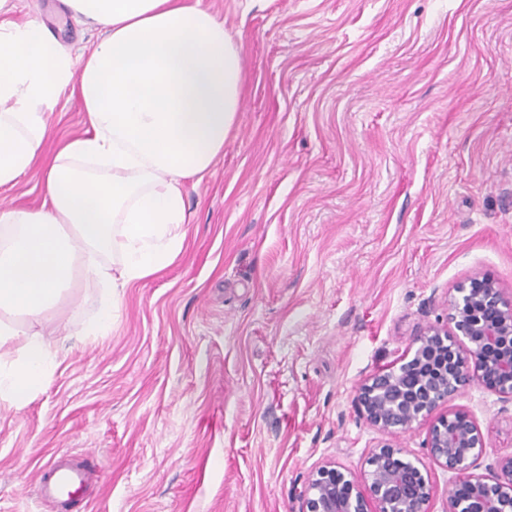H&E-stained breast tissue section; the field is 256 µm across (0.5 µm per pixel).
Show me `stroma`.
I'll return each instance as SVG.
<instances>
[{"label": "stroma", "instance_id": "1", "mask_svg": "<svg viewBox=\"0 0 512 512\" xmlns=\"http://www.w3.org/2000/svg\"><path fill=\"white\" fill-rule=\"evenodd\" d=\"M14 20L66 47L94 31L61 0H13ZM238 46L235 128L186 180L179 261L124 290L104 336L99 290L76 280L33 325L58 355L45 387L0 401V512H298L321 465L367 470L382 434L356 390L445 321L456 284L512 291V0H202ZM78 96L47 151L81 134ZM455 403L512 453V399ZM425 460L446 512L454 473ZM93 471L84 495L43 500L38 468Z\"/></svg>", "mask_w": 512, "mask_h": 512}]
</instances>
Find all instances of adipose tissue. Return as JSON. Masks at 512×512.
Wrapping results in <instances>:
<instances>
[{
    "label": "adipose tissue",
    "instance_id": "ef3b65f1",
    "mask_svg": "<svg viewBox=\"0 0 512 512\" xmlns=\"http://www.w3.org/2000/svg\"><path fill=\"white\" fill-rule=\"evenodd\" d=\"M98 41L72 53L0 0V192L45 162L44 202L0 209V400L25 402L57 365L24 323L75 275L101 286L90 336L105 335L125 288L185 249L184 182L224 150L243 69L224 23L196 0H63ZM77 92L85 131L44 158L50 117ZM111 262H104V255ZM17 356L5 354L16 338Z\"/></svg>",
    "mask_w": 512,
    "mask_h": 512
}]
</instances>
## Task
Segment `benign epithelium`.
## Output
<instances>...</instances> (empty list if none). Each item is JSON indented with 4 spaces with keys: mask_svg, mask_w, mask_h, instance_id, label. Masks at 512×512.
<instances>
[{
    "mask_svg": "<svg viewBox=\"0 0 512 512\" xmlns=\"http://www.w3.org/2000/svg\"><path fill=\"white\" fill-rule=\"evenodd\" d=\"M446 303L447 323L419 330L398 368L358 387L361 417L387 436L369 469L358 475L332 463L319 467L299 493L301 512H428V470L397 442L423 424L429 458L458 475L448 512H512V454L497 459L492 479L472 472L485 441L473 417L452 405L473 386L512 398V295L478 276L452 289Z\"/></svg>",
    "mask_w": 512,
    "mask_h": 512,
    "instance_id": "obj_1",
    "label": "benign epithelium"
}]
</instances>
